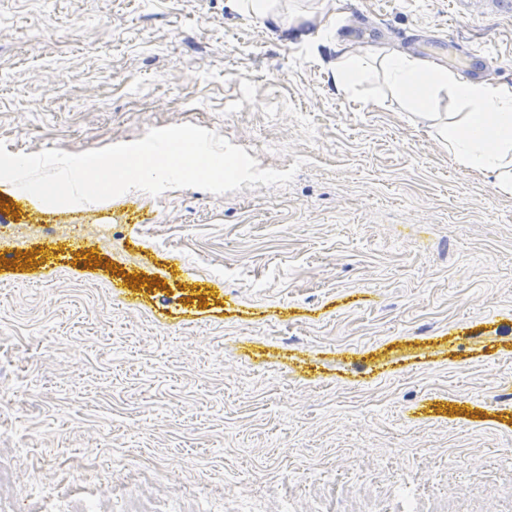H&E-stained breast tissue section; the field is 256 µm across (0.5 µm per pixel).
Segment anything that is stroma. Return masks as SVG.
<instances>
[{
  "instance_id": "stroma-1",
  "label": "stroma",
  "mask_w": 512,
  "mask_h": 512,
  "mask_svg": "<svg viewBox=\"0 0 512 512\" xmlns=\"http://www.w3.org/2000/svg\"><path fill=\"white\" fill-rule=\"evenodd\" d=\"M0 0V141L81 153L191 123L288 187L130 190L33 205L14 224H117L121 270L86 233L0 260V512H367L407 480L460 512H512V192L461 167L381 74L419 27L481 47L512 87V19L452 0ZM354 14L376 29L354 45ZM64 264L42 265L50 250ZM123 297H115L114 288ZM349 479L348 493L323 485ZM375 62L367 54H358L344 60L336 67V83L345 89L362 84L374 69Z\"/></svg>"
}]
</instances>
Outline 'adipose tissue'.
Masks as SVG:
<instances>
[{"label": "adipose tissue", "mask_w": 512, "mask_h": 512, "mask_svg": "<svg viewBox=\"0 0 512 512\" xmlns=\"http://www.w3.org/2000/svg\"><path fill=\"white\" fill-rule=\"evenodd\" d=\"M381 67L390 91L418 110L437 97L452 99L465 114L460 120L438 122V136L465 167L494 176L499 188H512V88L482 81L463 82L448 70L425 65L408 55L374 61L358 54L336 68V82L345 89L368 79Z\"/></svg>", "instance_id": "adipose-tissue-1"}]
</instances>
